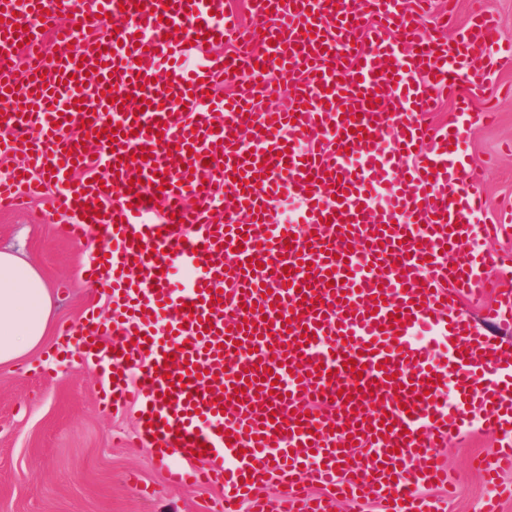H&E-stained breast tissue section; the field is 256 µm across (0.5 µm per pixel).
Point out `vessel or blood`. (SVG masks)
<instances>
[{"instance_id":"b4317fda","label":"vessel or blood","mask_w":512,"mask_h":512,"mask_svg":"<svg viewBox=\"0 0 512 512\" xmlns=\"http://www.w3.org/2000/svg\"><path fill=\"white\" fill-rule=\"evenodd\" d=\"M413 3L249 0L247 31L224 0H0V63L31 75L0 81V155L23 156L0 211L54 184L68 235L101 236L85 271L112 316L87 310L59 352L100 366L103 406L137 404L168 481L221 484L224 512H269L271 477L288 488L280 512L371 497L441 512L423 494L448 483L437 450L476 423L501 436L486 481L512 469V350L463 308L490 268H512L493 248L508 227L485 219L459 153L489 118L461 82L512 43L482 12L441 41L450 13L428 25ZM229 38L237 51L217 52ZM296 70L293 105L268 108L271 75ZM443 93L456 112L437 130L424 115ZM93 153L103 181L74 179ZM279 197L302 203L285 223ZM86 198L95 213L74 216ZM383 458L397 470L375 492Z\"/></svg>"}]
</instances>
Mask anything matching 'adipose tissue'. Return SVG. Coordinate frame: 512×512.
<instances>
[{"instance_id": "ef3b65f1", "label": "adipose tissue", "mask_w": 512, "mask_h": 512, "mask_svg": "<svg viewBox=\"0 0 512 512\" xmlns=\"http://www.w3.org/2000/svg\"><path fill=\"white\" fill-rule=\"evenodd\" d=\"M54 301L39 270L0 250V365L37 351L51 326Z\"/></svg>"}]
</instances>
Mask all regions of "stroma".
<instances>
[{"instance_id":"obj_1","label":"stroma","mask_w":512,"mask_h":512,"mask_svg":"<svg viewBox=\"0 0 512 512\" xmlns=\"http://www.w3.org/2000/svg\"><path fill=\"white\" fill-rule=\"evenodd\" d=\"M480 84L472 111L494 96L498 116L469 126L464 140L491 220L512 203V96H497L512 85V57ZM56 195L49 186L28 211L0 212V247L18 249L41 270L57 302L56 325H79L90 306L109 317L101 286L83 274L99 244L66 235L70 217L56 210ZM58 341L51 336L38 352L0 367V512H217L220 488L169 486L163 465L137 438V406L102 410L99 369L54 357ZM496 445L495 434L477 426L440 449L439 461L455 480L445 512H481L487 488L471 460Z\"/></svg>"}]
</instances>
